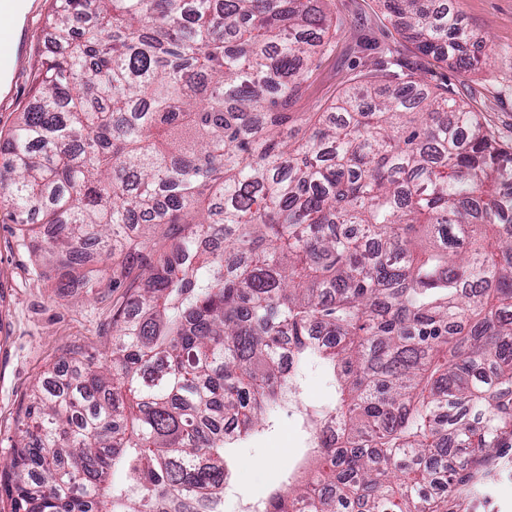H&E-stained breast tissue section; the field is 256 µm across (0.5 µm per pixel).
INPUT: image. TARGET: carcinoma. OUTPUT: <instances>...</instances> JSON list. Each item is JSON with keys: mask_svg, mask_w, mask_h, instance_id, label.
I'll return each mask as SVG.
<instances>
[{"mask_svg": "<svg viewBox=\"0 0 512 512\" xmlns=\"http://www.w3.org/2000/svg\"><path fill=\"white\" fill-rule=\"evenodd\" d=\"M56 51L0 142V211L63 296L155 261L111 365L70 357L25 408L10 512H224L226 449L299 392L316 468L263 512H448L512 448V147L380 51L323 112H290L336 27L321 0H55ZM386 0L425 56L486 40ZM328 376L320 370L308 375L301 387V394L296 400L301 404L304 412L327 411L331 407L330 388Z\"/></svg>", "mask_w": 512, "mask_h": 512, "instance_id": "obj_1", "label": "carcinoma"}]
</instances>
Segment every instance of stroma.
<instances>
[{
	"label": "stroma",
	"mask_w": 512,
	"mask_h": 512,
	"mask_svg": "<svg viewBox=\"0 0 512 512\" xmlns=\"http://www.w3.org/2000/svg\"><path fill=\"white\" fill-rule=\"evenodd\" d=\"M53 0H25L18 15L23 56L15 78L0 76V138L36 92L35 72L46 56V21ZM462 24L485 37L492 53L482 68L463 71L419 53L396 31L384 0H327L338 31L317 57L298 112H321L370 68L380 47H390L407 72L435 91L464 102L496 140L512 146V0H452ZM131 290L104 277L100 296L75 293L63 299L16 225L0 223V462L9 463L28 394L47 372L64 369L71 352L103 360L112 349V318ZM294 416L279 410L265 434L231 449L234 496L224 512L265 497L282 475L296 471L306 450ZM448 512H512V448L483 468L476 492L450 498Z\"/></svg>",
	"instance_id": "stroma-1"
}]
</instances>
